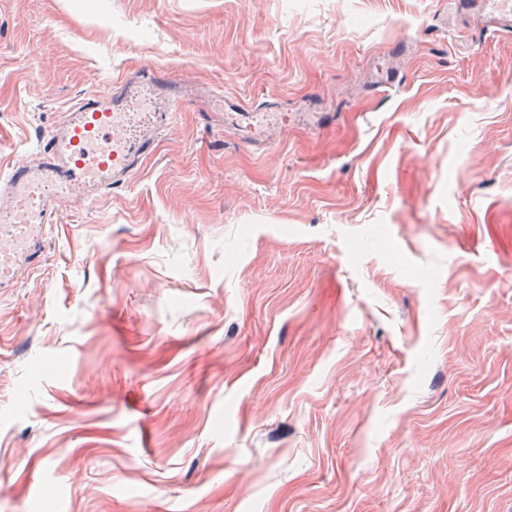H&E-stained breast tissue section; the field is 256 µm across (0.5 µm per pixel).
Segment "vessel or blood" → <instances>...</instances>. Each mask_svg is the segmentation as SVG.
Instances as JSON below:
<instances>
[{
	"label": "vessel or blood",
	"instance_id": "obj_1",
	"mask_svg": "<svg viewBox=\"0 0 512 512\" xmlns=\"http://www.w3.org/2000/svg\"><path fill=\"white\" fill-rule=\"evenodd\" d=\"M481 19L495 28L512 26V0H484ZM149 81L148 94L139 80L128 78L118 93L79 101L53 128L38 159L14 165L0 178V288L39 262L57 201L28 203L36 186L58 180L92 194L125 183L153 150L167 102L188 97L189 90L156 73Z\"/></svg>",
	"mask_w": 512,
	"mask_h": 512
}]
</instances>
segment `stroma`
I'll return each mask as SVG.
<instances>
[{
	"instance_id": "stroma-1",
	"label": "stroma",
	"mask_w": 512,
	"mask_h": 512,
	"mask_svg": "<svg viewBox=\"0 0 512 512\" xmlns=\"http://www.w3.org/2000/svg\"><path fill=\"white\" fill-rule=\"evenodd\" d=\"M143 68L195 97L0 290V512H512V29L0 0V173Z\"/></svg>"
}]
</instances>
